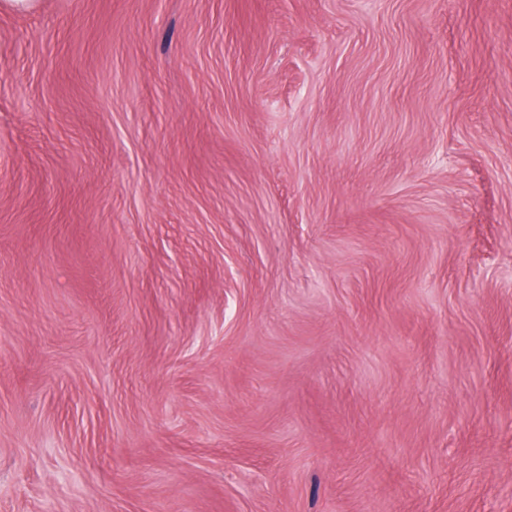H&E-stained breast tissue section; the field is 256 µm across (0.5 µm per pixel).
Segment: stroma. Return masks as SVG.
<instances>
[{
  "instance_id": "stroma-1",
  "label": "stroma",
  "mask_w": 512,
  "mask_h": 512,
  "mask_svg": "<svg viewBox=\"0 0 512 512\" xmlns=\"http://www.w3.org/2000/svg\"><path fill=\"white\" fill-rule=\"evenodd\" d=\"M0 512H512V0L0 9Z\"/></svg>"
}]
</instances>
